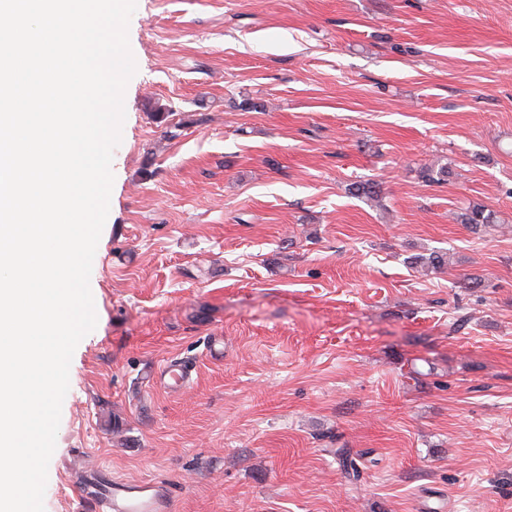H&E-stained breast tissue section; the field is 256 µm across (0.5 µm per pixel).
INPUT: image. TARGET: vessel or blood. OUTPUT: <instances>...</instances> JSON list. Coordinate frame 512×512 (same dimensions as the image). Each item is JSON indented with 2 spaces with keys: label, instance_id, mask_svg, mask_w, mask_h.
Instances as JSON below:
<instances>
[{
  "label": "vessel or blood",
  "instance_id": "1",
  "mask_svg": "<svg viewBox=\"0 0 512 512\" xmlns=\"http://www.w3.org/2000/svg\"><path fill=\"white\" fill-rule=\"evenodd\" d=\"M93 494L101 512H170L164 485L148 481L107 479L96 482Z\"/></svg>",
  "mask_w": 512,
  "mask_h": 512
}]
</instances>
